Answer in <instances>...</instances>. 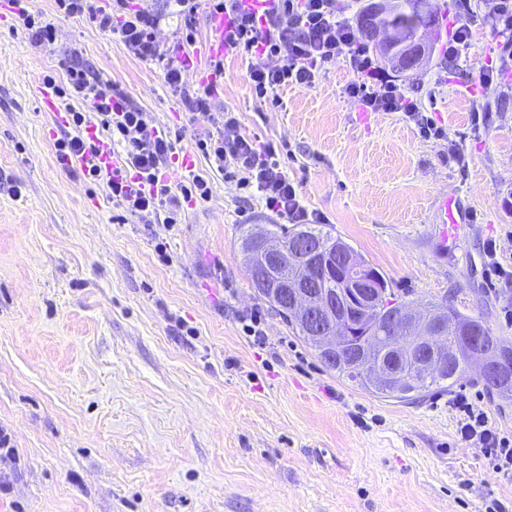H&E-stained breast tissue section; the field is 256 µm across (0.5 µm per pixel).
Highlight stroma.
<instances>
[{
	"instance_id": "stroma-1",
	"label": "stroma",
	"mask_w": 512,
	"mask_h": 512,
	"mask_svg": "<svg viewBox=\"0 0 512 512\" xmlns=\"http://www.w3.org/2000/svg\"><path fill=\"white\" fill-rule=\"evenodd\" d=\"M23 6L57 39L33 46L20 7L0 15V428L15 448L0 456L11 476L0 512H486L495 500L512 512V479L457 435L460 394L512 431V399L487 393L477 366L411 400L340 378L251 283L242 227L281 221L257 198L196 157L209 200L179 224H148L59 164L39 86L70 52L182 131V153L210 125L118 36L55 0ZM493 6L429 0L449 23L469 18V47L451 60L445 38L430 41L423 65L397 77L444 138L421 137L403 113L363 111L343 93L353 73L342 59L314 87L280 88L272 107L247 77L263 58H226L215 107L280 150L304 204L396 298L452 296L512 347V286L488 281L484 263L493 242L512 265V70L488 89L466 80L497 60ZM254 311L258 338L243 329Z\"/></svg>"
}]
</instances>
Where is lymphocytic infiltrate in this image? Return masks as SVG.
<instances>
[{
	"mask_svg": "<svg viewBox=\"0 0 512 512\" xmlns=\"http://www.w3.org/2000/svg\"><path fill=\"white\" fill-rule=\"evenodd\" d=\"M64 14L82 18L105 33L118 35L136 57L158 64L166 83L185 102L188 110L206 115L211 130L196 137L195 149L224 178L244 190H256L265 208L291 224H322L323 214L308 210L293 179L273 145H259L238 131L232 111H215L212 93L193 89L183 82L184 68L177 45L195 41L198 12L196 0H173L181 22L176 45L161 43L157 30L161 14L153 7L133 9L129 0H112L111 9L98 0H56ZM213 12L228 14L234 29L226 42L230 54L262 56L266 63L250 67L248 80L257 97L277 102V89L287 85L313 87L322 70L347 59L353 72L344 93L369 112H401L417 122L424 137L440 138L444 130L422 115L418 104L406 97L395 77L389 75L357 42L354 27L341 18L336 0H273L272 6L251 10L242 0H208ZM59 76L48 75L44 84L60 98L76 99L81 110H69L67 124L74 134L57 141L60 163H74L82 175L104 181L113 202L130 215L145 221L178 220L185 201H204L211 195L208 182L194 176L189 182L163 180L162 169L177 153L171 131L158 127L149 113L126 104L122 94L103 77H89L69 58L58 62ZM123 150L121 164L113 173L102 171L98 142ZM458 434L462 442L479 445L496 472L512 477V436L492 427L485 412L467 398H459Z\"/></svg>",
	"mask_w": 512,
	"mask_h": 512,
	"instance_id": "f902f5d3",
	"label": "lymphocytic infiltrate"
}]
</instances>
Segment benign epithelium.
<instances>
[{"label":"benign epithelium","mask_w":512,"mask_h":512,"mask_svg":"<svg viewBox=\"0 0 512 512\" xmlns=\"http://www.w3.org/2000/svg\"><path fill=\"white\" fill-rule=\"evenodd\" d=\"M393 3L394 0H371V10L363 20L371 43L379 49L385 47V42L379 39L378 21ZM428 51L427 32L423 31L397 54H387V60L398 71L408 73L417 69ZM254 243L260 246V263L252 265L257 287L264 289L273 279L282 283L277 292V305L298 316L308 335L322 343V351L327 356H338L355 347L354 320L364 317L379 296V289L361 270L355 255L306 237H296L286 245L278 246L269 242L264 232L254 235ZM289 253L305 254L313 259L306 276L290 279L284 275V256ZM327 266L343 273V287L334 292L321 287L319 271ZM386 325L400 335H382L372 349L363 347L356 351L357 360L352 367L372 369L373 380L380 384L399 379L402 366L408 361L415 374L431 376L439 373L448 357V347L437 348L432 337L417 328L416 317L411 312L403 308L391 310ZM465 346L468 362L479 365L484 382L494 383L499 360L490 350L481 349L478 336L467 337Z\"/></svg>","instance_id":"obj_1"}]
</instances>
